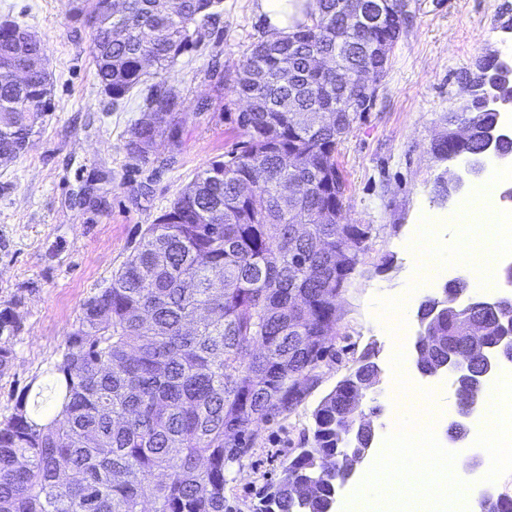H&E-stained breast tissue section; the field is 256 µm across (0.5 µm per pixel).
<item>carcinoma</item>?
I'll return each mask as SVG.
<instances>
[{"label":"carcinoma","instance_id":"obj_1","mask_svg":"<svg viewBox=\"0 0 512 512\" xmlns=\"http://www.w3.org/2000/svg\"><path fill=\"white\" fill-rule=\"evenodd\" d=\"M344 0H305L308 20L288 35L255 43L230 86L248 102L231 119L245 137L234 156L207 165L153 224L109 287L85 301L67 331L60 359L33 378L13 413L0 421V512H235L224 472L249 452L250 428L292 413L301 381L333 350L343 314L336 297L352 285L361 260L337 266L350 239L367 249L368 228L336 223L346 184L336 148L352 85L377 65L372 45L394 49L408 30L402 11L382 22L344 27ZM221 0L70 2L95 20L92 47L104 93L117 103L147 78L167 72L202 41L200 28ZM17 23L0 26V163L16 160L53 107L49 73L24 82L8 74L44 55L37 38L19 40ZM339 68L313 72L314 54ZM179 92L149 85L130 130L131 153L145 157L176 141ZM495 115L451 112L448 127L493 124ZM440 159L471 166L488 154L476 134L431 145ZM295 181L301 195L282 200ZM426 296L416 316L440 310L426 342L432 359L471 349L460 402L479 395L481 352L498 339L509 312L446 310ZM13 307L0 308V371L13 357ZM372 376L369 350L342 385L311 413L300 451L283 462L278 512H292L306 480L320 477L306 512H324L351 461L340 455L351 409L346 394Z\"/></svg>","mask_w":512,"mask_h":512}]
</instances>
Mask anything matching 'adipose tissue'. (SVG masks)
<instances>
[{
	"instance_id": "1",
	"label": "adipose tissue",
	"mask_w": 512,
	"mask_h": 512,
	"mask_svg": "<svg viewBox=\"0 0 512 512\" xmlns=\"http://www.w3.org/2000/svg\"><path fill=\"white\" fill-rule=\"evenodd\" d=\"M494 202L492 191H485L479 199H465L459 208L461 223L467 224L469 232L463 240L461 252L438 250L432 225L421 224L408 249L420 265L423 278L432 277L438 266L448 261L462 262L470 282L480 288L495 285V272L498 265V250L502 235L498 225L485 222L484 217Z\"/></svg>"
}]
</instances>
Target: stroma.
<instances>
[{
    "label": "stroma",
    "instance_id": "1",
    "mask_svg": "<svg viewBox=\"0 0 512 512\" xmlns=\"http://www.w3.org/2000/svg\"><path fill=\"white\" fill-rule=\"evenodd\" d=\"M415 20L389 56L387 72L368 110L336 151L347 184L344 217L370 227L369 249L342 294L345 336L317 371L315 388L295 412L255 426L252 450L225 471V496L252 512L259 489L278 482L282 464L301 445L313 409L351 370L370 342L381 347L380 384L363 404L378 408L377 433L387 431L396 351L413 356L415 318L391 330L396 300L419 304L441 291L421 288L405 250L423 212L444 213L456 202L436 199L441 173L459 174L456 161L430 151L447 132L444 115L469 98L468 75L484 59L512 57V0H413ZM35 33L45 48L54 109L24 153L0 166V307L13 305L14 360L0 372V420L17 396L59 357L84 301L109 285L112 274L177 195L241 137L224 115L233 101L226 85L251 45L268 34L256 0H223L203 27L201 49L182 55L167 82L181 96V132L148 157L128 149L144 87L120 104L102 91L92 57L93 29L73 18L67 0H0V21Z\"/></svg>",
    "mask_w": 512,
    "mask_h": 512
}]
</instances>
